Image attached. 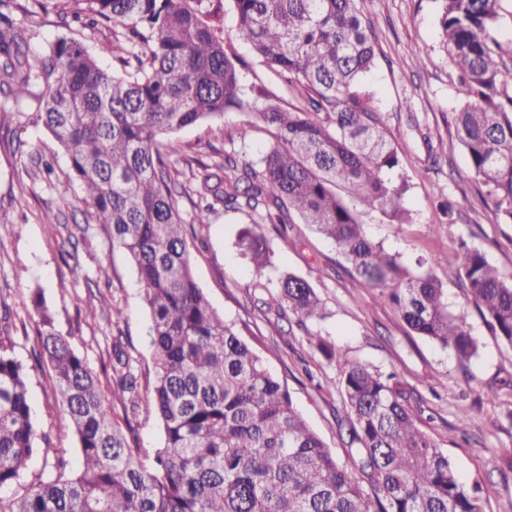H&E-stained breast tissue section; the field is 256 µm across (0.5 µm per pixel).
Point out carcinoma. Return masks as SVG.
Returning <instances> with one entry per match:
<instances>
[{
	"instance_id": "carcinoma-1",
	"label": "carcinoma",
	"mask_w": 512,
	"mask_h": 512,
	"mask_svg": "<svg viewBox=\"0 0 512 512\" xmlns=\"http://www.w3.org/2000/svg\"><path fill=\"white\" fill-rule=\"evenodd\" d=\"M95 27L122 28L110 68L67 33L38 52L0 11V94L37 99L27 118L58 141L71 179L98 228L128 253L150 318L153 374L147 400L163 429L153 462L140 460L136 418L139 377L123 336L112 337V396L55 329L37 291L39 321L32 359L53 370L57 393L78 437V470L0 495V512H484L495 493L469 487L418 425L411 395L369 365L317 337L315 348L340 374L347 461L336 459L296 409L287 383L258 349L259 337L228 322L194 277L188 230L174 197L170 153L162 139L186 127L247 120L272 142L258 165L231 154L202 175L201 190L248 222L242 255L258 270L276 269L264 226L300 223L331 239L364 284L381 290L408 328L452 351L462 365L478 354L465 316L449 310L448 279H463L474 305L512 346V280L485 253L459 242L438 268L404 265L366 235L362 208L390 224H409L404 177L385 114L360 88L375 65L372 30L358 0H232L236 36L302 90V106L284 108L254 95L205 17L211 0H32L43 11ZM441 43L469 100L452 113L474 177L496 214L512 220V96H504L505 61L487 32L499 0H441ZM279 294L262 301L297 324L320 316L310 283L282 273ZM28 368L0 349V490L15 485L36 450Z\"/></svg>"
}]
</instances>
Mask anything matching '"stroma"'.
Masks as SVG:
<instances>
[{"mask_svg":"<svg viewBox=\"0 0 512 512\" xmlns=\"http://www.w3.org/2000/svg\"><path fill=\"white\" fill-rule=\"evenodd\" d=\"M12 11L33 49L69 31L105 66L111 65L116 44L112 24L90 30L80 23L62 26L53 12L24 11L17 0ZM226 50L245 64V82L282 107L299 105L289 85L235 37L231 0H220ZM359 7L375 36V65L361 83L388 118L401 166L408 179L405 196L412 215L408 224H390L376 211L363 219L368 237L400 255L408 266L428 265L455 253L458 239L485 252L505 279H512V221L483 205L485 188L472 176L467 156L450 122L465 102L448 56L441 47L439 0H360ZM35 107L27 99L16 107L17 118L0 129V347L29 364L36 317L29 302L41 291L57 330L98 376L103 392L111 390L112 337L123 332L125 350L135 373L153 368L148 337L149 313L136 269L125 251L92 231V220L72 182L68 195L51 189L40 169L49 161L56 177H66L69 164L56 139L28 123ZM245 117H224L223 134L202 124L165 137L166 146L184 149L187 157L210 164L219 153H235L239 163L258 162L270 140L261 127L240 138ZM454 202L452 218L439 208L440 196ZM241 215L217 211L208 223L196 224L188 241L194 276L213 307L229 321H245L267 349L269 367L288 383L292 400L309 425L335 454H342L336 414L342 409L339 376L311 344L319 335L343 349L351 360L394 374L421 408L419 424L444 450L465 484L480 481L495 493L485 512H512V397L493 398L489 387L512 385V346L504 343L478 313L462 280H450L448 305L466 316L480 346L477 359L461 366L453 354L416 336L398 312L356 279L350 264L332 240L294 224L286 234L269 233V244L281 270L310 281L324 306V317L298 327L293 316L279 319L254 308L247 292L257 280L272 279L257 271L238 247ZM126 310L121 325L112 323V304ZM50 366L31 369L29 398L38 435L43 438L21 487L38 482L55 458L77 461L79 443L64 407L49 386ZM467 415L466 434L454 432Z\"/></svg>","mask_w":512,"mask_h":512,"instance_id":"1","label":"stroma"}]
</instances>
